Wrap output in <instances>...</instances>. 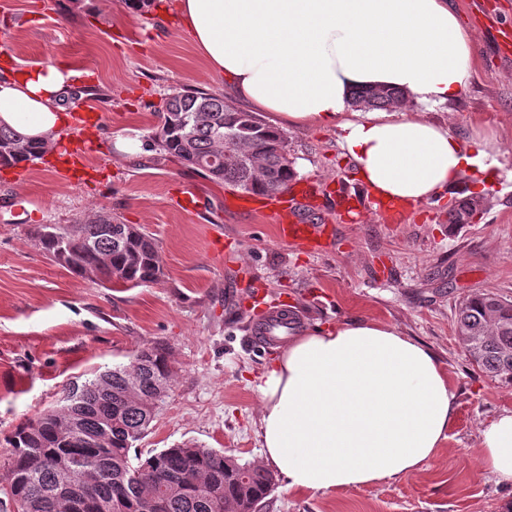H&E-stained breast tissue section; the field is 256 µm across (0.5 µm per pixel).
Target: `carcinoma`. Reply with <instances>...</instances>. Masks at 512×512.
<instances>
[{
  "mask_svg": "<svg viewBox=\"0 0 512 512\" xmlns=\"http://www.w3.org/2000/svg\"><path fill=\"white\" fill-rule=\"evenodd\" d=\"M404 99L393 89L359 88L351 103L390 110ZM155 134L159 159L184 165L245 193L275 196L295 172L285 136L224 96L184 87L165 100ZM43 150L0 125V165L32 162ZM480 207L470 198L448 213L463 226ZM35 240L55 262L94 283L133 288L164 276L154 238L110 213L67 226L39 224ZM459 343L487 378L512 384V301L483 293L459 303ZM169 348L152 342L127 366L75 384L59 409L20 424L0 467L1 507L13 512H262L275 474L233 454L193 442L132 461L168 395Z\"/></svg>",
  "mask_w": 512,
  "mask_h": 512,
  "instance_id": "1",
  "label": "carcinoma"
}]
</instances>
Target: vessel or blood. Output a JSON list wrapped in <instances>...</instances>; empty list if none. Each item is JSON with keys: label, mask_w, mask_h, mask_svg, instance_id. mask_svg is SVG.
Wrapping results in <instances>:
<instances>
[{"label": "vessel or blood", "mask_w": 512, "mask_h": 512, "mask_svg": "<svg viewBox=\"0 0 512 512\" xmlns=\"http://www.w3.org/2000/svg\"><path fill=\"white\" fill-rule=\"evenodd\" d=\"M102 115L96 106H83L72 114V131L67 134L57 150L62 157L60 173L73 184L85 183L88 174L87 157L96 150L93 142L80 138L81 129L89 122L100 121ZM337 203L349 220L361 222L364 216L374 211L390 212L401 215L402 209L396 203L383 202L368 193L349 194L337 191ZM173 205L182 212L197 215L203 209L201 198L191 189H178ZM237 209L243 213L264 210L278 218V233L282 241L302 246L311 250H319L324 246L327 224H319L308 220L296 200L294 194H280L273 198L263 196L241 197ZM261 287H253L250 299L255 318L250 326V333L257 342L266 348H273L285 343L290 335L295 334L303 325L298 311L293 310L284 302H269Z\"/></svg>", "instance_id": "vessel-or-blood-1"}]
</instances>
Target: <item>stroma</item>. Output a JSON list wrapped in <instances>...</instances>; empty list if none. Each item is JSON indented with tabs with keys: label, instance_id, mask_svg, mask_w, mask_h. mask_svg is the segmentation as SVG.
<instances>
[{
	"label": "stroma",
	"instance_id": "1",
	"mask_svg": "<svg viewBox=\"0 0 512 512\" xmlns=\"http://www.w3.org/2000/svg\"><path fill=\"white\" fill-rule=\"evenodd\" d=\"M451 2L475 41L476 76L459 98L416 113L464 142L475 129L492 131L503 148L500 169L480 193L466 175L402 221L372 213L353 224L334 212L337 185H361L338 129L263 113L287 138L293 188H310L314 209L330 215L326 245L312 251L280 240L268 214L235 211L237 190L154 162L158 111L174 89L191 86L251 109L197 56L177 0H150L140 11L124 0H0V80L9 69L53 65L105 93L102 120L85 130L100 147L89 159L93 181L72 185L50 157L0 167V461L16 427L60 405L70 385L160 341L174 375L134 454L193 441L260 462L258 384L283 350L261 348L248 333L252 281L293 303L309 330L352 319L397 327L432 351L458 391L442 452L417 472L330 493L281 481L267 512H512V488L481 473L477 456L479 427L512 409V385L470 363L455 325L463 297L492 291L512 299V49L495 39L499 27H512V0ZM128 137L142 142L141 152L117 149ZM181 185L205 199L201 214L173 207ZM475 194L483 209L451 228L449 204ZM100 212L154 238L162 282L93 283L49 259L31 234Z\"/></svg>",
	"mask_w": 512,
	"mask_h": 512
}]
</instances>
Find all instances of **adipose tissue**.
Returning a JSON list of instances; mask_svg holds the SVG:
<instances>
[{
  "label": "adipose tissue",
  "mask_w": 512,
  "mask_h": 512,
  "mask_svg": "<svg viewBox=\"0 0 512 512\" xmlns=\"http://www.w3.org/2000/svg\"><path fill=\"white\" fill-rule=\"evenodd\" d=\"M208 68L236 95L292 123L333 125L360 180L384 200L429 201L497 167L494 136L461 141L401 110L348 117L358 87L433 107L475 74L474 43L450 0H179ZM69 75L17 70L0 82V125L53 144ZM262 459L295 491L333 492L414 472L454 422L456 392L434 354L394 326L351 320L295 339L262 375ZM479 464L512 488V409L482 424Z\"/></svg>",
  "instance_id": "1"
}]
</instances>
